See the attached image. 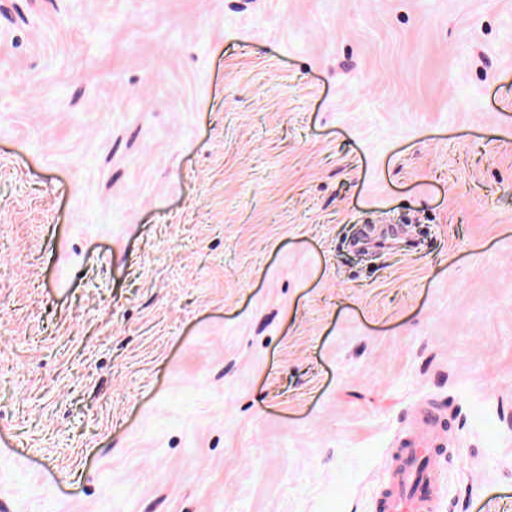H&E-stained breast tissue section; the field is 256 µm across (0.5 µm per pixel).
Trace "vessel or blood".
Segmentation results:
<instances>
[{
    "mask_svg": "<svg viewBox=\"0 0 512 512\" xmlns=\"http://www.w3.org/2000/svg\"><path fill=\"white\" fill-rule=\"evenodd\" d=\"M443 431V422L432 408L417 411L413 428L401 434L397 459L387 470L375 512H436L440 493L436 461L442 454Z\"/></svg>",
    "mask_w": 512,
    "mask_h": 512,
    "instance_id": "vessel-or-blood-1",
    "label": "vessel or blood"
}]
</instances>
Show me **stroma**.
<instances>
[{
    "label": "stroma",
    "mask_w": 512,
    "mask_h": 512,
    "mask_svg": "<svg viewBox=\"0 0 512 512\" xmlns=\"http://www.w3.org/2000/svg\"><path fill=\"white\" fill-rule=\"evenodd\" d=\"M512 512V0H0V512ZM443 431L431 407L417 411L414 427L401 434L397 460L387 470L375 512H436L441 486L436 460L442 455Z\"/></svg>",
    "instance_id": "stroma-1"
}]
</instances>
